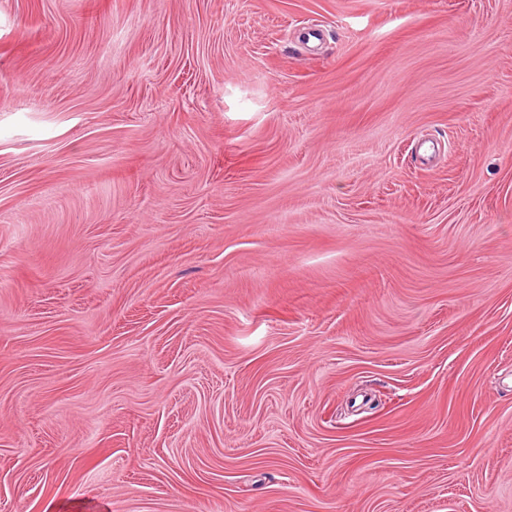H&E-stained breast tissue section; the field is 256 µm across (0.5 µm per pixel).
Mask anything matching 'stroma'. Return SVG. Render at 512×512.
<instances>
[{
	"label": "stroma",
	"mask_w": 512,
	"mask_h": 512,
	"mask_svg": "<svg viewBox=\"0 0 512 512\" xmlns=\"http://www.w3.org/2000/svg\"><path fill=\"white\" fill-rule=\"evenodd\" d=\"M0 512H512V0H0Z\"/></svg>",
	"instance_id": "stroma-1"
}]
</instances>
